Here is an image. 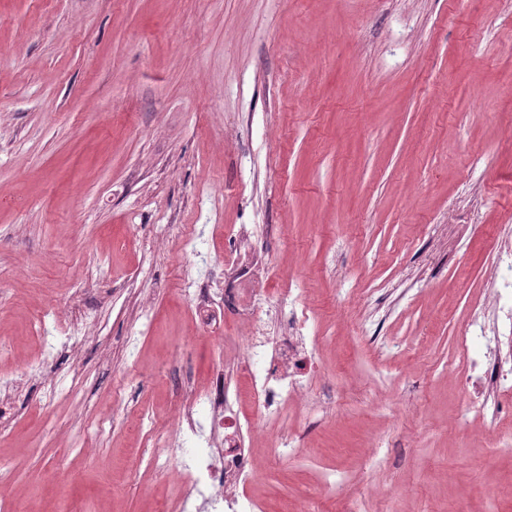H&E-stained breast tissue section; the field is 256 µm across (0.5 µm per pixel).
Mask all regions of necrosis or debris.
Listing matches in <instances>:
<instances>
[{
  "mask_svg": "<svg viewBox=\"0 0 512 512\" xmlns=\"http://www.w3.org/2000/svg\"><path fill=\"white\" fill-rule=\"evenodd\" d=\"M222 295L230 300L238 325L248 330L243 338L245 356L236 366L237 381L225 379L219 367L208 387L189 386L176 415V433H156L160 447L186 456L176 472L181 491L162 503V512H262L261 502L248 493L258 464L242 445L243 432L278 423L289 405L303 402L312 385V372L305 364L322 339L304 335L298 293L279 288L269 295L255 288L245 302L234 288L224 289ZM268 304L278 313L279 333L273 337L263 333L261 312ZM483 318V312H474L460 339L461 348L474 339L486 348L483 361H470L459 376L465 413L477 420L487 413V391L504 389L512 381V367L497 359L499 338L487 331ZM245 393L255 408L249 417L239 410Z\"/></svg>",
  "mask_w": 512,
  "mask_h": 512,
  "instance_id": "necrosis-or-debris-1",
  "label": "necrosis or debris"
}]
</instances>
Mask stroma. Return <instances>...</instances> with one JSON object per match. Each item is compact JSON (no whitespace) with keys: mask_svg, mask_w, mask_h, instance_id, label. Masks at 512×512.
I'll return each mask as SVG.
<instances>
[{"mask_svg":"<svg viewBox=\"0 0 512 512\" xmlns=\"http://www.w3.org/2000/svg\"><path fill=\"white\" fill-rule=\"evenodd\" d=\"M506 252L512 0H0V377L23 383L2 501L174 496L152 434L237 333H198L181 282L235 288L245 264L300 289L327 339L313 401L336 404L289 409L304 459L246 437L267 512H340L328 478L362 512H512V393L485 447L455 378ZM44 310L93 338L45 360Z\"/></svg>","mask_w":512,"mask_h":512,"instance_id":"1","label":"stroma"}]
</instances>
